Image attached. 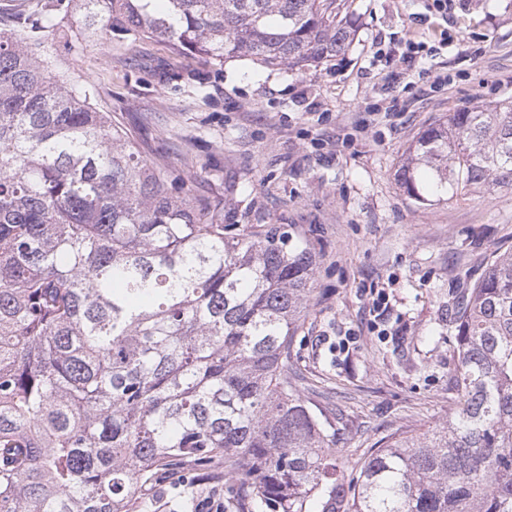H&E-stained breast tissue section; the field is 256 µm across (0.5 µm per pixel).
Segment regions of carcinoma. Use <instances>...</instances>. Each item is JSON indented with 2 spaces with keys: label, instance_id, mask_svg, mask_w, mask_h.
Here are the masks:
<instances>
[{
  "label": "carcinoma",
  "instance_id": "obj_1",
  "mask_svg": "<svg viewBox=\"0 0 512 512\" xmlns=\"http://www.w3.org/2000/svg\"><path fill=\"white\" fill-rule=\"evenodd\" d=\"M343 0H45L0 28V512H131L187 469L224 512H512V252L458 304L448 422L336 480L337 414L291 347L315 255L224 223L95 89L51 72L43 22L160 37L203 63L310 68L350 42ZM397 180L421 206L512 190V103L448 113Z\"/></svg>",
  "mask_w": 512,
  "mask_h": 512
}]
</instances>
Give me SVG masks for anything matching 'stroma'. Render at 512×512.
Instances as JSON below:
<instances>
[{
    "mask_svg": "<svg viewBox=\"0 0 512 512\" xmlns=\"http://www.w3.org/2000/svg\"><path fill=\"white\" fill-rule=\"evenodd\" d=\"M345 0L349 48L317 68L248 59L202 64L163 39L41 34L45 53L96 90L95 105L147 158L224 202L228 224L291 226L316 255L307 317L292 347L301 397L342 411L336 476L399 430L442 425L455 405L461 295L512 252V192L477 190L430 207L400 187L413 139L448 113L512 101V0ZM447 74L393 81L407 41ZM389 309L373 320L375 292ZM189 482L156 485L139 512H197Z\"/></svg>",
    "mask_w": 512,
    "mask_h": 512,
    "instance_id": "35a3bbf8",
    "label": "stroma"
}]
</instances>
